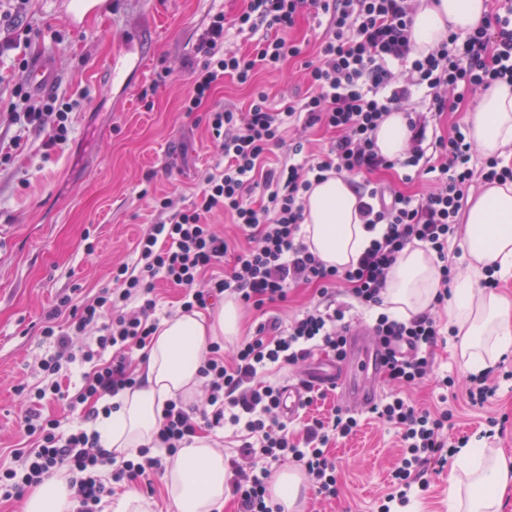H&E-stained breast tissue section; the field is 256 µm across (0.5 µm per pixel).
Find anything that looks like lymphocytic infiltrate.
Instances as JSON below:
<instances>
[{"mask_svg":"<svg viewBox=\"0 0 512 512\" xmlns=\"http://www.w3.org/2000/svg\"><path fill=\"white\" fill-rule=\"evenodd\" d=\"M418 0H248L233 20L223 13L211 16L198 32L188 62L191 89L183 103L187 112L203 111L212 139L224 156L222 171L207 174L189 202L158 200L159 219L139 235L134 265L112 272L113 287L82 306L61 298L41 328L56 350L41 364L57 374L65 363L88 364L81 386L64 390L59 382L29 395L24 427L30 447L14 451L19 469L0 471V499L11 500L41 482L44 475L62 471L70 477L78 506L75 512H99L113 484L137 481L164 469L168 458L189 443L201 428L231 424L243 435L239 455L230 459L231 491L240 512H282L267 492L270 465L290 460L301 465L316 495L338 494L337 467L327 453L329 444L349 437L360 426L356 417L338 412L308 422L301 437L288 433L282 415L283 389L266 378L270 366H295L316 349L344 359L347 344L345 307L313 305L289 325L278 319L259 323L253 336L225 352L221 343L209 346L200 373L207 396L203 408L169 402L152 447L129 458H116L102 448L95 431L63 430L60 419L43 415L41 405L64 401L69 410L87 406V420L111 413L104 399L138 386L133 354L149 344L159 328L156 281L181 288L183 312L212 308L224 295L237 297L259 311L288 301V290L315 284L322 298L336 286L367 308L380 306L390 268L407 247L421 244L433 250L440 263V289L433 310L406 321L378 314L372 325L384 352L389 395L372 405L377 420L393 426L400 439L402 460L392 473V491L381 512L405 505L413 488H428L430 475L448 463L452 445L449 409L432 411L417 406L407 388L433 380L436 388H454L453 379L436 375L433 350L441 342L438 307L448 302L452 267L448 246L460 230V212L471 188L512 183V162L492 156L481 166L464 124L448 134L431 126L430 115L454 108L470 93L495 82H512V0H493L484 22L467 34L449 33L428 54L415 53L411 28ZM304 17L321 19L324 28L316 60L306 62V89L281 108L270 107L257 94L246 111L230 107L204 110L225 76L250 83L261 71L273 72L300 55L290 32ZM252 37L251 49L224 47L227 28ZM8 114L20 134L46 132V149L68 140L64 100L50 93L32 95L26 85L13 91ZM404 113L410 137L400 160L381 155L374 132L390 113ZM321 126L333 132L327 152L307 155L302 143L286 144L287 129ZM287 147L289 158L271 162L274 149ZM405 180L423 178L430 188L421 195L385 192L364 185L359 213L368 230H379L356 263L326 266L300 241L304 198L313 184L332 175L354 177L394 167ZM229 216L246 239L243 247L208 224L210 215ZM408 342L411 356L397 355L395 346ZM264 467H256V459Z\"/></svg>","mask_w":512,"mask_h":512,"instance_id":"obj_1","label":"lymphocytic infiltrate"}]
</instances>
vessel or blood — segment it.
Listing matches in <instances>:
<instances>
[{"label":"vessel or blood","instance_id":"obj_1","mask_svg":"<svg viewBox=\"0 0 512 512\" xmlns=\"http://www.w3.org/2000/svg\"><path fill=\"white\" fill-rule=\"evenodd\" d=\"M56 78V71L50 58H43L27 73L29 87L36 92L49 88ZM351 342V370L326 371L310 377L308 383H292L288 386V414L296 416L304 408L310 387L340 386L347 402L367 403L377 392L376 382L383 366L375 345L366 343L364 331L352 328L348 331Z\"/></svg>","mask_w":512,"mask_h":512}]
</instances>
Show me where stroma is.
Here are the masks:
<instances>
[{"label":"stroma","mask_w":512,"mask_h":512,"mask_svg":"<svg viewBox=\"0 0 512 512\" xmlns=\"http://www.w3.org/2000/svg\"><path fill=\"white\" fill-rule=\"evenodd\" d=\"M72 0H29L24 17L37 30L29 64L44 54L60 71L53 89L76 100L68 141L45 152L44 134L25 136L10 163L0 165V467L15 466L25 448L26 404L19 387L48 382L42 360L54 345L38 334L45 313L63 296L82 304L111 286L112 269L133 263L137 237L155 223V197L181 198L224 158L212 144L201 113L182 111L191 85L186 61L197 32L215 12L233 17L247 0H99L74 28ZM321 34L301 20L293 32L301 57L281 70L259 73L254 85L225 78L209 107L246 108L254 91L273 107L304 87L302 63L314 58ZM138 56L142 66L110 77L113 62ZM512 359L491 373L498 389L484 408L453 403L456 436L477 438L490 418L507 417L492 446L512 456ZM339 492L316 499L306 489L302 512H378L401 462L395 429L365 419L329 450Z\"/></svg>","instance_id":"35a3bbf8"}]
</instances>
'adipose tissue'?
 <instances>
[{
  "label": "adipose tissue",
  "mask_w": 512,
  "mask_h": 512,
  "mask_svg": "<svg viewBox=\"0 0 512 512\" xmlns=\"http://www.w3.org/2000/svg\"><path fill=\"white\" fill-rule=\"evenodd\" d=\"M485 0H421L412 27L416 52L428 53L449 32L469 33L485 17ZM470 139L483 155L512 152V84L498 82L465 113ZM410 132L402 113L388 115L375 132L386 158H401ZM359 198L348 178L333 176L306 196L304 241L329 266L357 261L369 245L358 212ZM464 266L449 285L448 325L456 330L461 354L471 371L487 372L512 357V300L482 288L488 268L512 275V184L490 185L469 199L461 241ZM440 263L432 250L407 247L390 269L381 293L383 309L407 320L426 312L439 290ZM240 334V306L225 297L213 313H180L161 322L147 355L138 365L139 387L113 397L110 415L95 430L102 447L130 456L152 443L168 401L191 404L203 382L202 358L209 342L235 340ZM231 474L211 436L198 434L168 459L166 497L175 512H222ZM512 490V457L502 449H461L448 475L452 512H504ZM76 503L65 473L45 476L26 497L25 512H74Z\"/></svg>",
  "instance_id": "1"
}]
</instances>
